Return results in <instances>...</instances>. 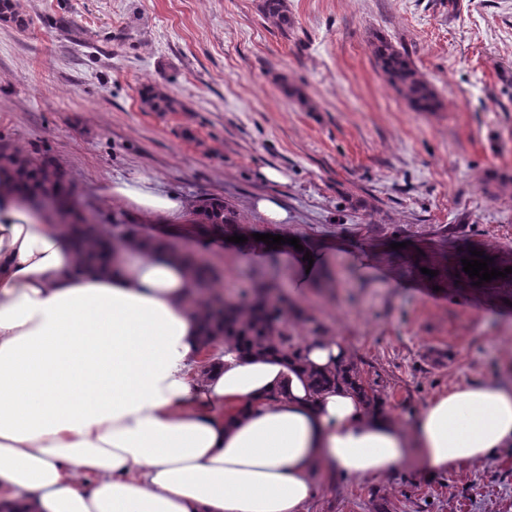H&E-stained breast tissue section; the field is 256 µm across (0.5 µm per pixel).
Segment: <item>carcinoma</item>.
<instances>
[{"mask_svg":"<svg viewBox=\"0 0 512 512\" xmlns=\"http://www.w3.org/2000/svg\"><path fill=\"white\" fill-rule=\"evenodd\" d=\"M263 17L282 33H288L292 17L287 0H261ZM0 20L18 26L24 24L18 0H0ZM372 56L376 65L416 112H435L438 97L432 86L418 73L409 53L399 49L390 40L377 37L371 42ZM142 103L152 112H175L177 101L157 86H150L142 93ZM52 164L30 154L0 145V185L7 184L16 193L36 197H51L60 205L67 206L71 191L65 177L53 170ZM196 223L217 226L229 231L241 224L240 214L221 197H205L194 202ZM83 263L100 265L107 263L112 249V239L95 232L80 238ZM197 286L207 287L220 278L219 271L211 266L186 257ZM277 284L268 281L257 283L244 292L237 301H225L218 307L208 302V312L202 321L203 343L209 347L217 337L232 339L247 353H259L274 349L287 356H299V346L283 318L285 300L274 295ZM348 381L356 386L370 403L374 402L373 388L367 386L351 368L335 373L312 376L314 390L319 391L336 381Z\"/></svg>","mask_w":512,"mask_h":512,"instance_id":"1","label":"carcinoma"}]
</instances>
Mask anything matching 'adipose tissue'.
I'll list each match as a JSON object with an SVG mask.
<instances>
[{"label": "adipose tissue", "mask_w": 512, "mask_h": 512, "mask_svg": "<svg viewBox=\"0 0 512 512\" xmlns=\"http://www.w3.org/2000/svg\"><path fill=\"white\" fill-rule=\"evenodd\" d=\"M115 197L190 238L191 204L149 182ZM293 287L319 288L323 250L283 254ZM206 309L180 249L114 244L83 270L59 214L0 192V512H305L316 477L368 480L415 459L428 476L512 447V369L428 400L411 425L309 372L350 358L309 336L299 358L225 340L204 378Z\"/></svg>", "instance_id": "1"}]
</instances>
